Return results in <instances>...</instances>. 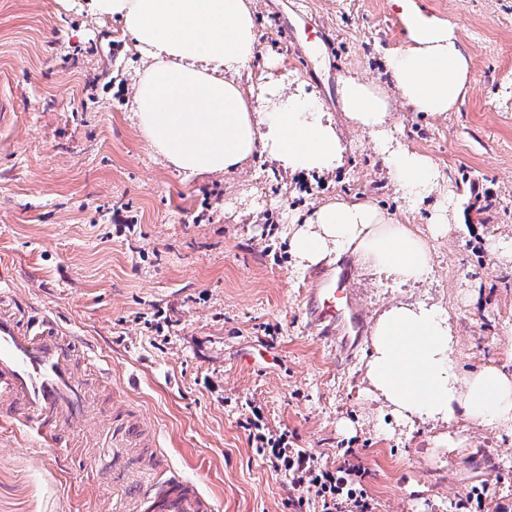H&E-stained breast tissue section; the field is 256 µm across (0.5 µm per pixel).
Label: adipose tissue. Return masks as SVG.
Listing matches in <instances>:
<instances>
[{
	"label": "adipose tissue",
	"instance_id": "ef3b65f1",
	"mask_svg": "<svg viewBox=\"0 0 512 512\" xmlns=\"http://www.w3.org/2000/svg\"><path fill=\"white\" fill-rule=\"evenodd\" d=\"M394 2L406 30L405 45L386 59L396 88L413 111H452L470 72L454 27L411 8L410 0ZM87 7L117 20L146 58L134 115L142 135L174 169L189 176L228 173L261 151L291 172L341 165L336 125L312 99L292 97L277 110H254L240 82L258 45L250 0H87ZM341 99L354 126L384 133L392 111L387 94L348 78ZM383 156L407 201L422 202L439 189V172L423 153L400 146ZM289 234L294 258L308 266L352 253L403 284L424 280L432 270L428 242L366 200L324 203ZM371 344L365 379L398 418H461L512 430V373L484 366L458 374L456 338L443 309L391 306L377 318Z\"/></svg>",
	"mask_w": 512,
	"mask_h": 512
}]
</instances>
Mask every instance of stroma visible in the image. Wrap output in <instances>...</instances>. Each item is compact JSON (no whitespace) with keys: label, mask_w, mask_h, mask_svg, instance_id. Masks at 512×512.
<instances>
[{"label":"stroma","mask_w":512,"mask_h":512,"mask_svg":"<svg viewBox=\"0 0 512 512\" xmlns=\"http://www.w3.org/2000/svg\"><path fill=\"white\" fill-rule=\"evenodd\" d=\"M456 26L471 60L450 112L412 111L386 68L405 43L393 0H253L259 44L242 76L258 111L307 94L336 122L343 162L290 173L268 154L228 174L168 167L132 118L145 63L119 24L60 0H0V276L33 310L90 344L108 371L92 387L155 426L170 471L210 495L216 512H297L288 478L243 421L260 415L321 467L353 449L375 512H460L487 487L482 512H512V432L464 421L403 423L368 392L371 339L340 363L306 322L312 268L288 229L321 203L367 199L429 233L438 195L410 205L372 136L346 119L339 89L382 87L396 144L437 165L462 223L433 238L432 272L401 284L355 265L368 321L397 304L448 311L461 371L512 370V0H413ZM495 204L478 210L472 186ZM134 221L127 229L126 221ZM450 433L458 447H442ZM139 471L113 480L90 448L67 455L0 424V512H107Z\"/></svg>","instance_id":"35a3bbf8"}]
</instances>
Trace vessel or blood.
Wrapping results in <instances>:
<instances>
[{
    "mask_svg": "<svg viewBox=\"0 0 512 512\" xmlns=\"http://www.w3.org/2000/svg\"><path fill=\"white\" fill-rule=\"evenodd\" d=\"M345 265L312 277L308 292L310 327L335 345L338 358L349 357L362 339L365 318ZM9 291H0V411L22 422L37 440H51L68 452L96 422H104L111 442L99 456L112 472L129 471L131 449L148 447L152 431L121 398L101 408L89 395L86 378L75 368L78 349L71 332L50 315H26L22 306L5 309ZM114 512H215L209 495L178 476L148 473L132 492L113 502Z\"/></svg>",
    "mask_w": 512,
    "mask_h": 512,
    "instance_id": "vessel-or-blood-1",
    "label": "vessel or blood"
}]
</instances>
